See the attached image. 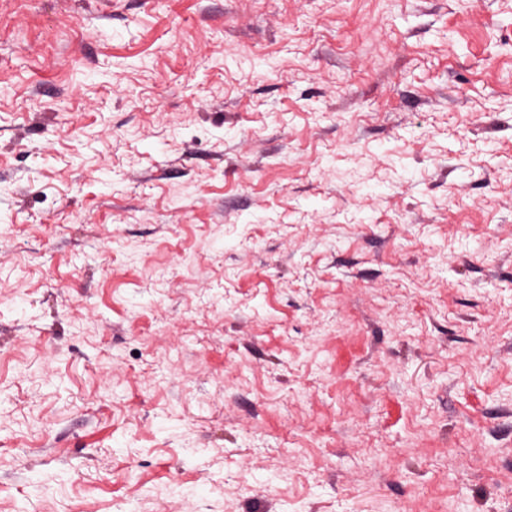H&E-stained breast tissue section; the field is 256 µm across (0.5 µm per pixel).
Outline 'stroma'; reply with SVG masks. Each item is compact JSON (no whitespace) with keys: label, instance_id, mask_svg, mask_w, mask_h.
Returning a JSON list of instances; mask_svg holds the SVG:
<instances>
[{"label":"stroma","instance_id":"stroma-1","mask_svg":"<svg viewBox=\"0 0 512 512\" xmlns=\"http://www.w3.org/2000/svg\"><path fill=\"white\" fill-rule=\"evenodd\" d=\"M512 512V0H0V512Z\"/></svg>","mask_w":512,"mask_h":512}]
</instances>
